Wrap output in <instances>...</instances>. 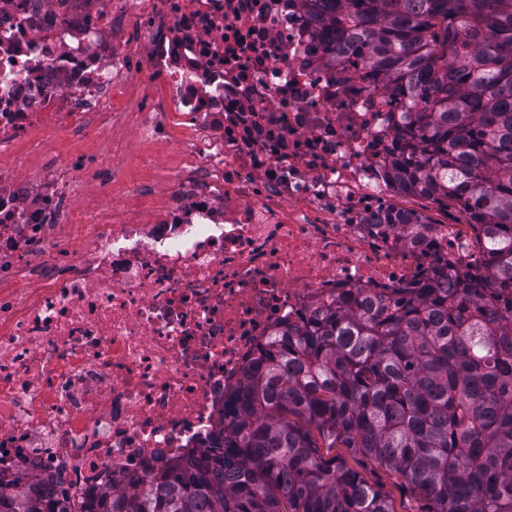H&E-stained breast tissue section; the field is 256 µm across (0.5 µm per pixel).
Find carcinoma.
Listing matches in <instances>:
<instances>
[{"label": "carcinoma", "instance_id": "cac0c4a2", "mask_svg": "<svg viewBox=\"0 0 512 512\" xmlns=\"http://www.w3.org/2000/svg\"><path fill=\"white\" fill-rule=\"evenodd\" d=\"M409 108L395 177L465 212L473 273L317 310L260 346L224 399V440L83 512H397L345 458L376 463L427 512H512V0H300ZM392 223L422 235V214ZM25 474L0 512H76Z\"/></svg>", "mask_w": 512, "mask_h": 512}]
</instances>
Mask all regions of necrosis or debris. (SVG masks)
Returning <instances> with one entry per match:
<instances>
[{
    "label": "necrosis or debris",
    "mask_w": 512,
    "mask_h": 512,
    "mask_svg": "<svg viewBox=\"0 0 512 512\" xmlns=\"http://www.w3.org/2000/svg\"><path fill=\"white\" fill-rule=\"evenodd\" d=\"M129 121L187 162L150 211L66 232L84 160L32 181L7 147ZM402 112L298 0H0V480L73 502L224 431L260 344L348 296L479 259L465 217L387 224ZM187 133L171 140L169 115Z\"/></svg>",
    "instance_id": "necrosis-or-debris-1"
}]
</instances>
